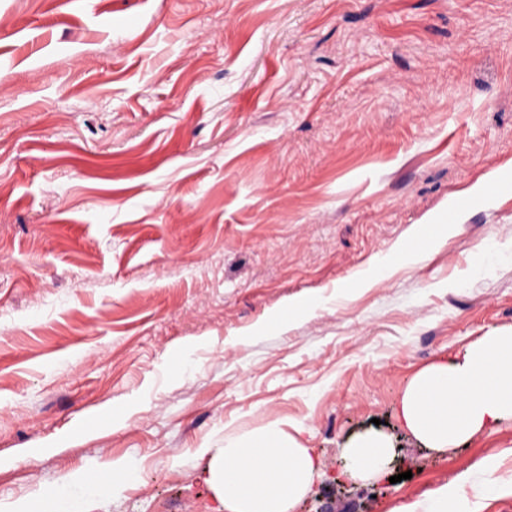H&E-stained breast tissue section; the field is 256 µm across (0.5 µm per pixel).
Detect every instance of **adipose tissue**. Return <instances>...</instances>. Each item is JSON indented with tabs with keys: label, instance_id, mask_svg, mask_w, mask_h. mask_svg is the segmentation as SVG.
I'll use <instances>...</instances> for the list:
<instances>
[{
	"label": "adipose tissue",
	"instance_id": "1",
	"mask_svg": "<svg viewBox=\"0 0 512 512\" xmlns=\"http://www.w3.org/2000/svg\"><path fill=\"white\" fill-rule=\"evenodd\" d=\"M399 414L416 440L438 450L512 419V331L483 337L451 360L418 371L401 396ZM392 455L383 433H366L343 450L346 474L354 481L377 479ZM317 471L311 450L277 420L226 442L205 481L224 512H293Z\"/></svg>",
	"mask_w": 512,
	"mask_h": 512
}]
</instances>
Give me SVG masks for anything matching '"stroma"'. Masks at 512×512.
I'll return each instance as SVG.
<instances>
[{"label":"stroma","instance_id":"35a3bbf8","mask_svg":"<svg viewBox=\"0 0 512 512\" xmlns=\"http://www.w3.org/2000/svg\"><path fill=\"white\" fill-rule=\"evenodd\" d=\"M510 330L512 0H0V512H224L212 456L275 420L320 462L294 512L462 474L512 512V420L439 451L398 417ZM376 429L394 467L348 479ZM113 462L123 490L78 481Z\"/></svg>","mask_w":512,"mask_h":512}]
</instances>
